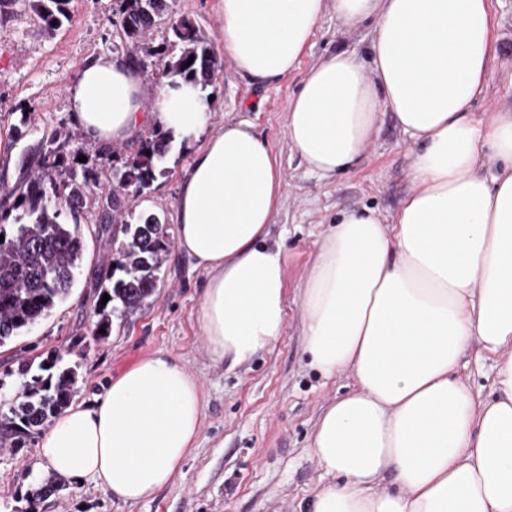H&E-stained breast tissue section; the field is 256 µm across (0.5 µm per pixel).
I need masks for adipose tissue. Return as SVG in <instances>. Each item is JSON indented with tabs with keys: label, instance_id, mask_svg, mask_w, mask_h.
<instances>
[{
	"label": "adipose tissue",
	"instance_id": "1",
	"mask_svg": "<svg viewBox=\"0 0 512 512\" xmlns=\"http://www.w3.org/2000/svg\"><path fill=\"white\" fill-rule=\"evenodd\" d=\"M329 6L376 31L367 56L340 51L307 71L288 101L289 142L312 172L342 174L388 111L416 152L398 210L338 213L301 291L310 365L356 381L315 427L309 452L336 481L311 512H512V109L470 110L494 49L491 2L217 0L224 54L256 82L286 78ZM66 95L99 143L148 123L182 140L209 130L176 204L177 246L204 276L196 324L214 361L268 350L286 322L284 261L266 242L284 187L270 144L247 121L211 129L201 87H148L122 55L93 58ZM474 341L497 358L487 399L457 375ZM202 414L197 379L147 356L95 404L56 416L44 455L60 477L143 501L171 482Z\"/></svg>",
	"mask_w": 512,
	"mask_h": 512
}]
</instances>
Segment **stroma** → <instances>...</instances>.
Returning <instances> with one entry per match:
<instances>
[{
	"label": "stroma",
	"mask_w": 512,
	"mask_h": 512,
	"mask_svg": "<svg viewBox=\"0 0 512 512\" xmlns=\"http://www.w3.org/2000/svg\"><path fill=\"white\" fill-rule=\"evenodd\" d=\"M120 0H69L67 17L48 30L27 0L0 7V235L16 231L7 210L13 189L37 163L34 144L42 131L61 129L74 142L85 136L71 119L65 88L93 57L122 50ZM168 18L154 30L149 61L166 48L168 23L193 22L220 69L206 92L212 127L248 121L268 140L285 179L282 203L267 242L284 254L287 322L282 336L252 363L229 367L214 361L199 334L195 313L203 276L177 247L165 260L164 283L152 301L131 312H113L106 336L93 334L99 319L101 277L112 265L113 248L102 233L96 206L80 215L84 255L70 297L49 316L0 346V412L17 396L20 363L55 359L74 366L76 403H93L107 385L142 357L164 354L179 361L200 383L204 407L199 434L170 484L145 502L112 499L96 481L71 482L48 467L42 437L22 448L0 447V512H307L314 492L332 475L309 454L316 423L336 397L354 391L351 372L323 377L303 352L299 290L316 258L318 243L338 212L372 208L394 212L411 187V139L391 113H382L366 154L349 172L313 173L292 149L285 132L288 100L306 72L339 50L367 55L374 21L351 27L326 10L298 70L288 78L257 85L236 72L219 40L216 0H168ZM502 36L497 58L472 102L473 112L512 107V0H491ZM200 141L173 140L165 172L134 200L137 210L154 211L174 222L182 179ZM457 374L481 397L490 396L495 359L471 345ZM53 485L51 494L36 489Z\"/></svg>",
	"instance_id": "1"
}]
</instances>
